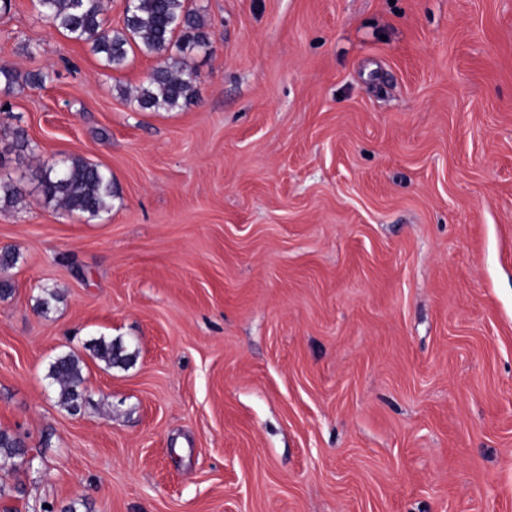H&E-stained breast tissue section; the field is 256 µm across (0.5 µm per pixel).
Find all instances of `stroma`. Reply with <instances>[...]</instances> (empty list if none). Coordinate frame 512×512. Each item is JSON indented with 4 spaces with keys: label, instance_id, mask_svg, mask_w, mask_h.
I'll return each mask as SVG.
<instances>
[{
    "label": "stroma",
    "instance_id": "obj_1",
    "mask_svg": "<svg viewBox=\"0 0 512 512\" xmlns=\"http://www.w3.org/2000/svg\"><path fill=\"white\" fill-rule=\"evenodd\" d=\"M188 5L211 48L157 112L156 58L0 14V64L54 74L0 87V512H512V0ZM68 157L108 213L44 200ZM39 190L50 203L68 213L96 217L112 206V173L83 158L70 157L46 164ZM88 349L92 352L93 356L103 361L107 366L124 364L127 357L121 354V350L112 344V340L100 337L94 339L88 345ZM49 375L57 385L58 403L70 412L77 413L84 400L81 359L74 353L62 354L51 364Z\"/></svg>",
    "mask_w": 512,
    "mask_h": 512
}]
</instances>
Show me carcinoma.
<instances>
[{"label": "carcinoma", "instance_id": "1", "mask_svg": "<svg viewBox=\"0 0 512 512\" xmlns=\"http://www.w3.org/2000/svg\"><path fill=\"white\" fill-rule=\"evenodd\" d=\"M36 2L39 13L53 28L87 45L109 69L124 68L134 51L158 59V66L135 97L140 109L172 111L195 98L193 79L185 73L183 54L188 49L207 50L211 40L188 0H133L131 7L124 10L123 27L115 30L107 26L104 0ZM0 133L10 138L9 149L19 153L31 149L24 128L0 127ZM39 190L48 202L68 213L96 217L111 209L112 173L82 158L70 157L44 166ZM22 199L20 186L0 182L1 206H13ZM88 349L109 367L127 361L121 350L104 337L92 340ZM50 377L57 385L58 403L78 412L84 400L81 359L74 353L58 356L50 366ZM0 455L9 459L23 457L20 440L0 431Z\"/></svg>", "mask_w": 512, "mask_h": 512}]
</instances>
